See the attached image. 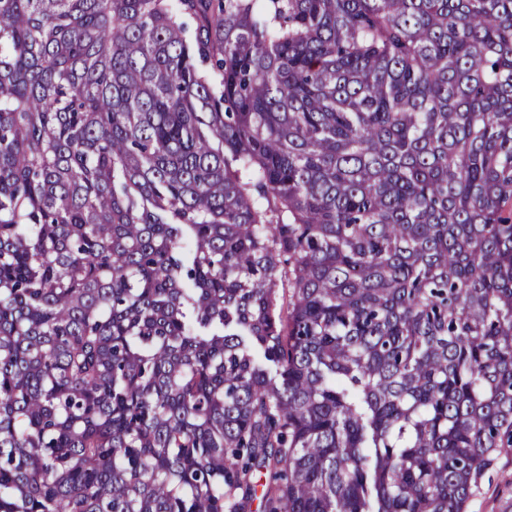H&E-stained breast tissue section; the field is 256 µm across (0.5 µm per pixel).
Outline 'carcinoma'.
<instances>
[{
    "label": "carcinoma",
    "mask_w": 512,
    "mask_h": 512,
    "mask_svg": "<svg viewBox=\"0 0 512 512\" xmlns=\"http://www.w3.org/2000/svg\"><path fill=\"white\" fill-rule=\"evenodd\" d=\"M509 451L512 0H0V512H465Z\"/></svg>",
    "instance_id": "carcinoma-1"
}]
</instances>
